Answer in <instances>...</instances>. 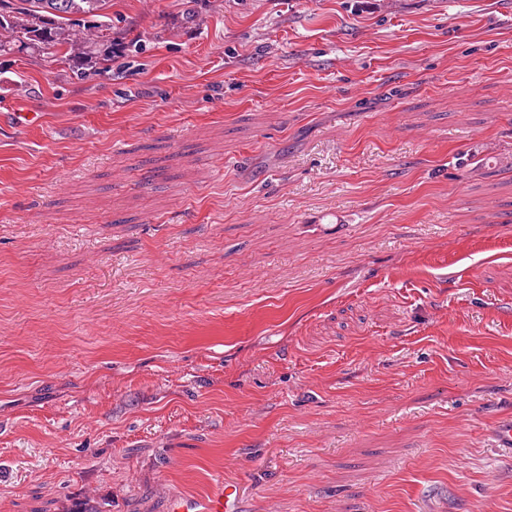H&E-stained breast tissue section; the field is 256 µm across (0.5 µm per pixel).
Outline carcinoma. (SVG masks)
I'll return each mask as SVG.
<instances>
[{"mask_svg":"<svg viewBox=\"0 0 512 512\" xmlns=\"http://www.w3.org/2000/svg\"><path fill=\"white\" fill-rule=\"evenodd\" d=\"M23 6L0 14V53H30L53 48L63 62L107 61L99 47L112 42L111 0H22ZM97 18L84 24L83 18Z\"/></svg>","mask_w":512,"mask_h":512,"instance_id":"1","label":"carcinoma"}]
</instances>
